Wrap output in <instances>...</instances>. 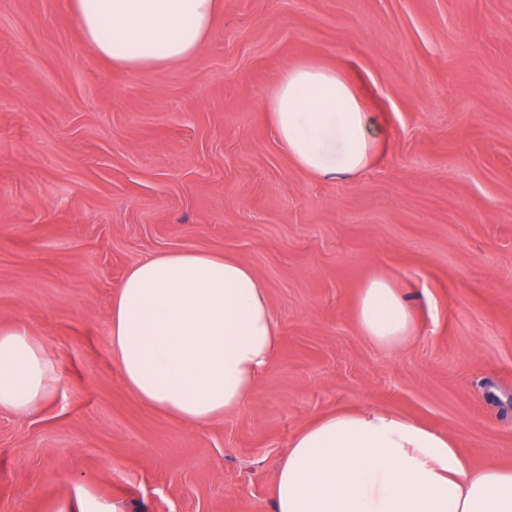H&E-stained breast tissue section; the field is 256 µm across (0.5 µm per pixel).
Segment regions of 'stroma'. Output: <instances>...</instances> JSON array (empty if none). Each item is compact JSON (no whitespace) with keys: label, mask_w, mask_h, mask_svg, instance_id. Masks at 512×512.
Here are the masks:
<instances>
[{"label":"stroma","mask_w":512,"mask_h":512,"mask_svg":"<svg viewBox=\"0 0 512 512\" xmlns=\"http://www.w3.org/2000/svg\"><path fill=\"white\" fill-rule=\"evenodd\" d=\"M347 74L379 139L335 181L264 112L284 66ZM237 257L281 344L249 400L189 428L127 390L112 292L154 253ZM415 331L362 332L371 279ZM26 325L53 395L0 409V512L89 487L121 512H273L290 439L382 408L512 468V0H222L186 63L112 68L67 0H0V329Z\"/></svg>","instance_id":"obj_1"}]
</instances>
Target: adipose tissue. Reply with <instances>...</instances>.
I'll return each mask as SVG.
<instances>
[{"instance_id":"ef3b65f1","label":"adipose tissue","mask_w":512,"mask_h":512,"mask_svg":"<svg viewBox=\"0 0 512 512\" xmlns=\"http://www.w3.org/2000/svg\"><path fill=\"white\" fill-rule=\"evenodd\" d=\"M84 42L114 66L149 73L193 58L221 0H69ZM292 160L325 179L370 161L378 131L350 77L313 63L283 67L266 101ZM366 336L395 347L414 329L400 291L363 287ZM280 327L264 281L243 261L168 251L116 286L108 346L132 396L195 427L241 407L274 359ZM54 391L44 345L24 325L0 330V408L28 412ZM273 512H512V469H474L454 438L385 410L337 411L289 441Z\"/></svg>"}]
</instances>
